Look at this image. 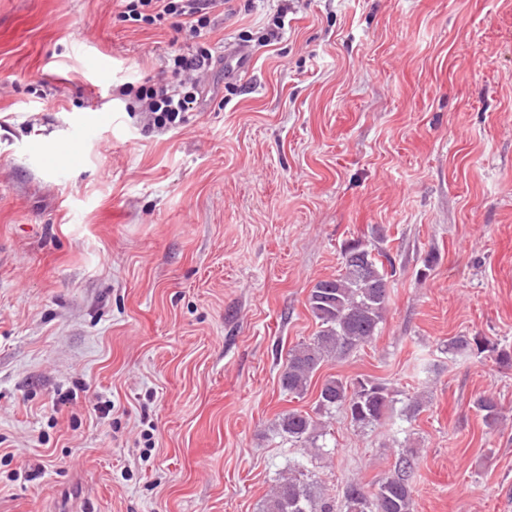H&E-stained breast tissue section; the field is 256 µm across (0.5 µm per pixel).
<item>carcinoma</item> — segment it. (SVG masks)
I'll return each mask as SVG.
<instances>
[{
    "label": "carcinoma",
    "instance_id": "cac0c4a2",
    "mask_svg": "<svg viewBox=\"0 0 512 512\" xmlns=\"http://www.w3.org/2000/svg\"><path fill=\"white\" fill-rule=\"evenodd\" d=\"M390 277L392 272L362 241L344 247L342 272L318 281L310 292L308 303L320 330L312 340L288 353L281 375L284 390L303 394L323 362L343 358L372 342L386 309ZM472 347L486 351V343L477 336L448 343L450 350ZM392 402V392L385 384L367 379H327L318 396L319 409L328 413L341 407L359 427L379 423ZM475 404L486 423L492 424L500 417L493 397L482 395ZM318 426L319 422L312 417L293 411L282 416L279 431L290 442L306 443L314 439ZM415 465L416 454L409 449L399 454L393 473L378 483L375 492L365 491L356 482L348 484L344 491L346 512H411L409 478ZM260 512H336V503L321 496L311 484L288 475L278 480Z\"/></svg>",
    "mask_w": 512,
    "mask_h": 512
}]
</instances>
